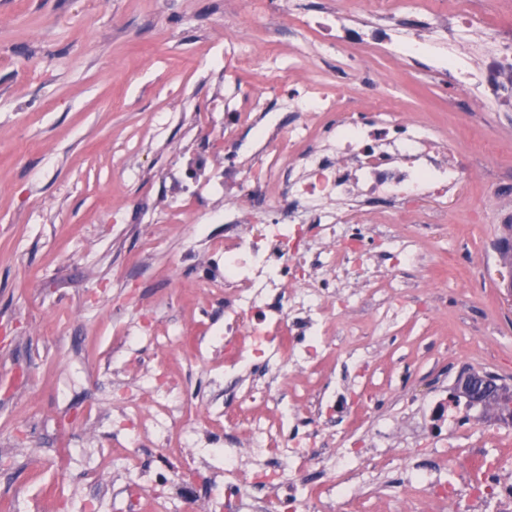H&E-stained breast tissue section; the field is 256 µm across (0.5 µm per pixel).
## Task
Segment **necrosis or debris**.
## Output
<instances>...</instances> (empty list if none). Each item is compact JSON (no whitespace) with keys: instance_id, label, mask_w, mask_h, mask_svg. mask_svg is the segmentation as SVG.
Returning a JSON list of instances; mask_svg holds the SVG:
<instances>
[{"instance_id":"1","label":"necrosis or debris","mask_w":512,"mask_h":512,"mask_svg":"<svg viewBox=\"0 0 512 512\" xmlns=\"http://www.w3.org/2000/svg\"><path fill=\"white\" fill-rule=\"evenodd\" d=\"M410 11L430 14L447 52H429L427 40L411 37L402 22ZM489 16L473 0H448L437 11L431 0H336L325 16L294 22L292 55L314 62L327 38L350 59L386 56L404 64L429 52L470 111L493 104L512 112V32ZM386 86L381 78L368 83L369 110L359 113L324 72L283 87L280 113L265 111L254 92L248 111L232 115L259 137L224 138V237L212 246L224 275L207 288L224 306L215 341L224 350V385L235 395L220 414L223 481L189 465L151 478L158 486L203 489V496L187 497L182 512H199L204 502L214 512H363L374 496L369 474L393 464L404 465L402 503L417 512H512V483L502 479L511 457L472 449L451 481L442 472L454 462L440 451L409 466L405 454L389 449L392 422L372 426L369 440L340 428L354 412L355 393L337 386L336 372L365 365L359 348L343 343L355 333L346 313L371 300L365 322L375 335L420 321L423 312L408 296L428 265L419 241L429 225L448 219L432 203L482 174L442 130L389 109ZM404 221L412 232L401 231ZM300 374L304 384L282 395L281 386ZM407 403L428 409L437 436L481 420L476 404L450 392ZM130 409L138 427L155 431L166 447H189L199 427L219 416L207 407L183 424L185 406L172 398ZM242 434L247 443L239 442ZM246 452L262 466L244 468Z\"/></svg>"}]
</instances>
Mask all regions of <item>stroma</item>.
Returning <instances> with one entry per match:
<instances>
[{
	"label": "stroma",
	"mask_w": 512,
	"mask_h": 512,
	"mask_svg": "<svg viewBox=\"0 0 512 512\" xmlns=\"http://www.w3.org/2000/svg\"><path fill=\"white\" fill-rule=\"evenodd\" d=\"M228 13L238 26L225 28ZM249 13V0H0V503L14 512H125L131 477L112 451L136 431L129 405L162 369L165 334L224 329L223 308L197 292L219 273L208 242L224 227L194 222L199 198L224 209V114L253 91L275 99L271 68L316 72L292 69L288 23L270 34ZM362 70L385 72L392 103L446 126L452 146L490 144L477 163L512 188V112L466 111L422 63L375 57ZM202 151L207 176L188 180ZM485 194L465 185L421 242L431 266L412 288L438 319L363 340L378 414L407 422V394L462 371L512 384L506 270L481 263L507 230L482 213ZM174 362L188 415L223 406V353ZM223 439L203 431L172 454L145 432L139 446L145 468L219 478L202 448Z\"/></svg>",
	"instance_id": "obj_1"
}]
</instances>
